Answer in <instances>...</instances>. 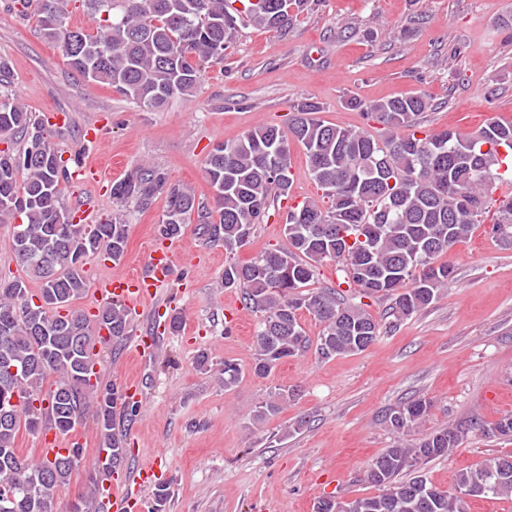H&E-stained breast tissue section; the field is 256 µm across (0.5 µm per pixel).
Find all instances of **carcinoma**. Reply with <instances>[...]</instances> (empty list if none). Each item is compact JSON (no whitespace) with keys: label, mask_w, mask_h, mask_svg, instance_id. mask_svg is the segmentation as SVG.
Returning <instances> with one entry per match:
<instances>
[{"label":"carcinoma","mask_w":512,"mask_h":512,"mask_svg":"<svg viewBox=\"0 0 512 512\" xmlns=\"http://www.w3.org/2000/svg\"><path fill=\"white\" fill-rule=\"evenodd\" d=\"M81 2L93 31L66 26L70 0H16L23 9L33 6L44 37L61 48L80 76L156 111L175 96L193 95L202 69L224 60L240 27L281 30L292 9L318 0H247L243 11L228 7V0ZM7 73L8 63L0 59V143L6 144L0 149V222L20 219L11 251L40 288L35 295L26 279L0 280V512H59L58 491L82 460L78 442L52 459L19 454L15 437L22 428L32 435L46 430L67 435L93 411L101 444L89 495L79 496L67 512H85L101 493L100 478L127 459L116 415L131 421L139 407L115 384L91 381L95 342L120 343L131 333L126 306L107 303L92 321L72 308L64 315L44 310L48 301L70 306L85 294L86 258L124 257L127 206L144 212L162 197L161 238L175 240L194 222L206 240L234 255L268 222L272 203L288 197V138L304 147L327 205L308 200L288 208L287 245L268 248L245 264L224 265V287L240 289L245 307L260 315L252 372L264 378L310 346L300 322L303 311L322 324L316 353L323 360L362 352L379 336L380 323L364 306L335 288L309 287L325 263L342 264L344 283L364 296L389 300L396 319L434 303L451 277L438 258L483 222L497 170L503 157L512 155V122H490L474 136L422 130L419 116L431 107L424 93L367 105L350 99L348 105L365 108L382 125L377 135L327 122L318 117L319 103L305 101L294 109L288 132L260 126L207 154L206 180L220 188L211 201L198 199L188 184L170 182L159 167L140 163L112 183L114 208L97 223L83 225L84 243L57 245L54 229L74 223L63 203L67 164L44 121L14 96ZM19 135L24 144L16 150L12 143ZM496 202L489 233L511 246L512 196ZM242 376L238 363L224 360V389L236 387ZM289 398L283 390L258 403L255 417L278 414ZM429 408L427 401L412 399L390 408L384 422L403 435ZM476 429L485 427L471 420L386 449L366 473L378 493L353 499L350 512H469L475 497L512 498V455H491L477 468L459 472L449 491L421 474L424 465L450 455L464 433Z\"/></svg>","instance_id":"cac0c4a2"}]
</instances>
